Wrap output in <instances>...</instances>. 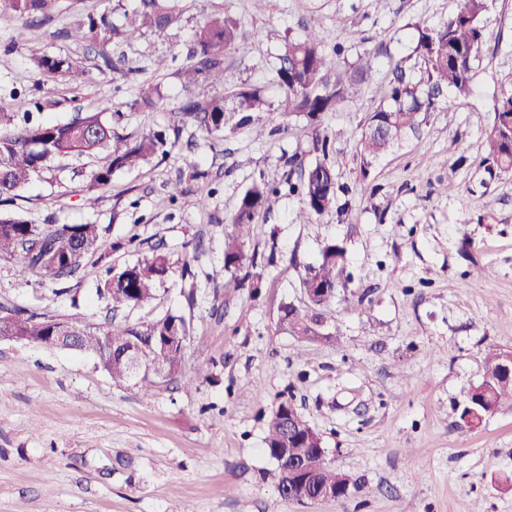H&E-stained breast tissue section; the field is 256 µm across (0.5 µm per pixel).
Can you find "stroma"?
I'll list each match as a JSON object with an SVG mask.
<instances>
[{
  "mask_svg": "<svg viewBox=\"0 0 512 512\" xmlns=\"http://www.w3.org/2000/svg\"><path fill=\"white\" fill-rule=\"evenodd\" d=\"M139 5L62 0L53 20L16 47V21L1 18L0 97L48 99L46 123L83 110L112 115L122 136L167 130L184 96L187 49L210 14L235 20L250 47L224 60L228 94L257 85L278 103L285 38L312 17L337 67L367 51L376 65L361 94L325 115V129L341 133L327 157L314 151L306 116L281 132L271 110L255 116L260 138L246 128L210 136L184 126L165 161L115 172L92 209L83 198L99 156L54 163L21 190L11 212L34 224L101 225L113 248L66 282L23 278L15 260L0 257V308L100 326L171 312L191 321L194 339L183 378L148 392L114 384L90 354L1 342L0 512H512V408L476 429L459 417L486 354L512 351V175L481 163L493 98L512 84V0H487L472 94L423 113L417 132L367 164L358 138L394 67L425 78L414 52L419 31L456 14L463 0H178L176 25L112 50L115 70L42 82L33 57L95 56L62 29L105 10L121 25ZM151 82L161 84L163 102L134 108ZM295 154L331 165L335 207L302 224L298 195L285 192L257 217L244 247L255 258L250 285L236 287L229 272L213 278L241 195L258 178L281 188L297 182L287 163ZM177 180L187 192L173 201L167 186ZM132 236L139 250L125 248ZM330 241L344 247L351 280L337 290L331 339L308 342L289 335L279 316L289 303L305 308L301 280ZM157 247L171 269L155 299L112 310L105 267ZM284 397L350 478L347 496L299 503L278 494L264 437Z\"/></svg>",
  "mask_w": 512,
  "mask_h": 512,
  "instance_id": "1",
  "label": "stroma"
}]
</instances>
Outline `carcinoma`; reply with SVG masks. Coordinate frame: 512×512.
<instances>
[{
  "label": "carcinoma",
  "instance_id": "1",
  "mask_svg": "<svg viewBox=\"0 0 512 512\" xmlns=\"http://www.w3.org/2000/svg\"><path fill=\"white\" fill-rule=\"evenodd\" d=\"M486 0H464L462 9L447 22L421 31L417 51L426 65L427 80L414 83L403 71L394 72L386 102L370 113L359 140L360 156L368 162L384 155L408 131L420 125L421 113L435 108L437 95L448 89V105L472 94L473 71L487 32L482 17ZM59 11V0H0V17L9 15L20 23L18 35L42 25ZM179 12L172 0H141L140 8L126 19L123 27L112 23L107 12L89 13L65 37L76 43H95L102 47L135 37L142 29L163 31L177 23ZM320 23L312 18L304 35L285 43L278 72L282 92L277 110L286 119L305 115L312 125L314 148L326 152L328 136L320 131L321 118L334 112L348 98L356 95L365 76L372 71L376 55L364 53L356 66L338 70L321 47ZM249 51L237 23L229 18L208 15L196 28L189 63L182 70L185 96L177 109V121L196 125L210 134H220L229 123L236 128L250 126L253 114L270 108L264 92L248 85L233 94L234 107L226 110L224 96L198 99L193 89L201 82L213 88L224 85V59L229 52ZM86 58L70 54H43L33 59L36 69L50 77L77 82L86 75ZM161 95L157 86L141 87L135 105L142 109L157 107ZM494 114L484 134L485 160L504 172H512V85L504 88L492 102ZM163 133H153L130 140L114 133L112 123L99 112L77 113L63 123L44 124L30 119V113L13 112L0 102V198H13L30 181L56 161L80 156L104 155L105 164L92 172L88 190L104 188L118 170L132 169L158 156L170 153ZM288 163L297 168L299 184H289V191H299L301 206L296 218L308 224L328 213L336 203V175L323 161L304 163L299 156ZM281 190L265 182L253 181L241 197L230 219L233 232L224 236L222 270L238 271L246 264L244 243L250 235L256 215L269 213L278 205ZM106 247L98 224H32L16 214L0 212V256L19 260V270L38 280L61 281L75 277L89 256ZM169 260L154 251L135 263L106 270L104 290L112 301V310L136 307L154 298L157 287L169 273ZM349 280L345 251L327 243L320 262L308 269L302 288L309 302L301 311L293 305L284 309L281 322L288 332L300 339H329L318 324L330 320L329 312L336 300V287ZM17 334L37 344L48 335L47 320L38 314L12 311ZM83 329L82 351L92 354L115 383L128 381V352L137 355L144 374L138 387L149 390L160 382L182 373L187 344L193 337L192 327L183 316L167 313L155 320L124 327ZM164 367L158 376L156 365ZM486 387L488 398L496 408L512 406V379L498 371V354L490 352L484 359V373L478 382ZM290 400H281L266 423L265 452L272 458L288 449V460L296 459L307 470L315 487L335 483L336 469L319 454L307 452L322 442L320 433L304 419L300 439L284 443Z\"/></svg>",
  "mask_w": 512,
  "mask_h": 512
}]
</instances>
